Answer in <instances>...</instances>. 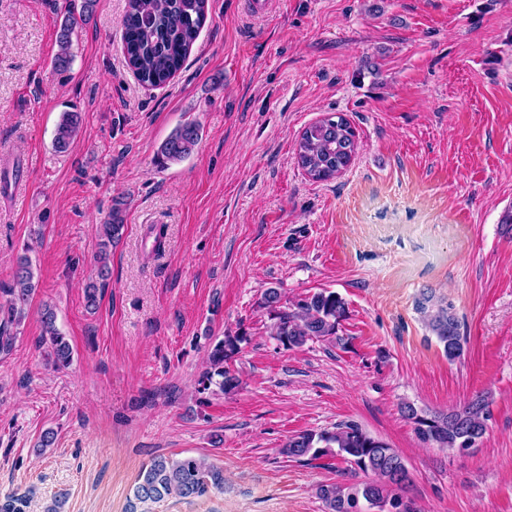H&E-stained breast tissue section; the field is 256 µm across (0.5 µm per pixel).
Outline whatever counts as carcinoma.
Listing matches in <instances>:
<instances>
[{
	"label": "carcinoma",
	"instance_id": "1",
	"mask_svg": "<svg viewBox=\"0 0 512 512\" xmlns=\"http://www.w3.org/2000/svg\"><path fill=\"white\" fill-rule=\"evenodd\" d=\"M208 0H128L123 21V50L126 61L138 81L159 87L168 83L182 68L199 32L206 22ZM95 0H83L80 12L66 11L59 35V52L54 68L64 69L71 59V35L75 28L92 17ZM82 122L78 112H65L57 126L55 144L67 150L76 138ZM200 139V126L187 123L177 128L158 148L157 163L166 167L189 156ZM356 150L355 132L349 121L340 116H325L310 124L301 134L296 159L298 166L314 181H327L336 170L346 168ZM124 227V210L117 201L108 221L102 225L95 260L99 275L109 273V249L119 241ZM34 273L27 256L19 258L10 283L0 288V353L11 351L15 336L12 327L19 324L35 292ZM277 288L264 293L262 307L273 320L272 335L286 348L301 347L310 340H330L348 344L339 335L347 315V304L336 292L322 289L291 306L281 304ZM416 310L444 355L450 361L464 354L466 338L461 334L453 306L422 294ZM42 335L38 347L54 366L69 363L70 347L55 327L52 309L42 310ZM248 336L239 332L217 336L208 347V367L200 374L197 392L215 387L222 393L240 386L239 377L229 363L242 350ZM489 396L477 393L459 407L446 412L419 411L413 405L402 407L405 417L415 425V432L426 444L440 448L467 450L482 439L489 418ZM282 455L298 461H313L331 455L347 464L345 481L322 485L318 495L326 512H365L362 504L375 512H419L416 502L404 495L408 468L402 456L383 440L371 435L356 423L338 424L333 431L306 430L294 434L280 449ZM373 475L367 481L358 474ZM224 490V470L203 457L180 458L159 456L140 473L134 489L135 502L129 512H137V503L160 500L175 494L201 497L210 491Z\"/></svg>",
	"mask_w": 512,
	"mask_h": 512
}]
</instances>
